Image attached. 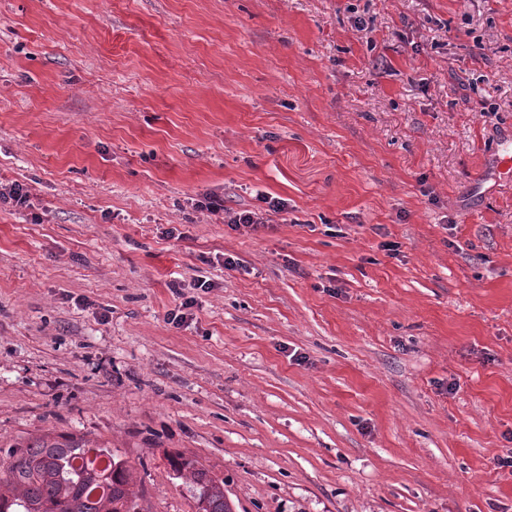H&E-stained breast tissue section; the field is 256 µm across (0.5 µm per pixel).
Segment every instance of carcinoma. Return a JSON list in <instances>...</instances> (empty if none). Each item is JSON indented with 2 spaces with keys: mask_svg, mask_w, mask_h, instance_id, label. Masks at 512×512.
<instances>
[{
  "mask_svg": "<svg viewBox=\"0 0 512 512\" xmlns=\"http://www.w3.org/2000/svg\"><path fill=\"white\" fill-rule=\"evenodd\" d=\"M0 468V512H142L129 486L134 467L108 448H90L73 434L43 436L8 451ZM201 512H233L224 479L196 458L167 454Z\"/></svg>",
  "mask_w": 512,
  "mask_h": 512,
  "instance_id": "obj_1",
  "label": "carcinoma"
}]
</instances>
